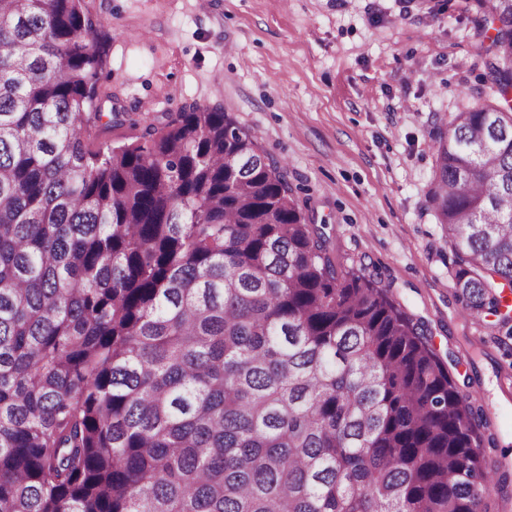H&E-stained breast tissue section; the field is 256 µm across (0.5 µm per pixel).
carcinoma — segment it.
Here are the masks:
<instances>
[{"label": "carcinoma", "mask_w": 512, "mask_h": 512, "mask_svg": "<svg viewBox=\"0 0 512 512\" xmlns=\"http://www.w3.org/2000/svg\"><path fill=\"white\" fill-rule=\"evenodd\" d=\"M84 0H0V512H488L481 419L219 105L93 150ZM436 141L468 314L511 307L512 0Z\"/></svg>", "instance_id": "carcinoma-1"}]
</instances>
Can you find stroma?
Masks as SVG:
<instances>
[{
	"mask_svg": "<svg viewBox=\"0 0 512 512\" xmlns=\"http://www.w3.org/2000/svg\"><path fill=\"white\" fill-rule=\"evenodd\" d=\"M103 13L101 94L136 141L192 104L219 105L283 168L337 270L373 276L426 331L458 390L484 410L487 461L512 456V337L466 315L428 194L435 134L483 90L468 0H91Z\"/></svg>",
	"mask_w": 512,
	"mask_h": 512,
	"instance_id": "stroma-1",
	"label": "stroma"
}]
</instances>
